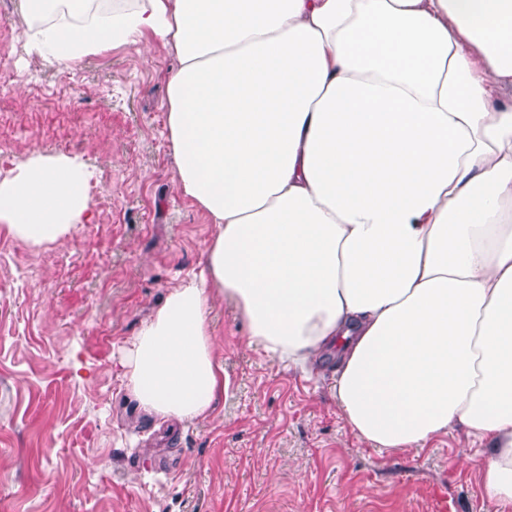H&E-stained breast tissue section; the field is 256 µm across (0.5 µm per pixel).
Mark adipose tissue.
<instances>
[{
	"mask_svg": "<svg viewBox=\"0 0 512 512\" xmlns=\"http://www.w3.org/2000/svg\"><path fill=\"white\" fill-rule=\"evenodd\" d=\"M31 52L72 63L151 36L180 192L216 231L119 362L158 420L224 392L207 310L303 377L333 359L353 435L389 452L455 430L512 505V0H20ZM82 163L33 153L0 222L85 223Z\"/></svg>",
	"mask_w": 512,
	"mask_h": 512,
	"instance_id": "1",
	"label": "adipose tissue"
}]
</instances>
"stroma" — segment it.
Wrapping results in <instances>:
<instances>
[{
  "label": "stroma",
  "instance_id": "stroma-1",
  "mask_svg": "<svg viewBox=\"0 0 512 512\" xmlns=\"http://www.w3.org/2000/svg\"><path fill=\"white\" fill-rule=\"evenodd\" d=\"M0 0V176L32 152L92 171L86 224L28 244L0 223V512H512L486 500L463 433L388 453L359 443L328 381L245 342L231 303L208 314L227 383L194 423L136 409L113 368L214 227L177 185L166 48L126 45L56 66Z\"/></svg>",
  "mask_w": 512,
  "mask_h": 512
}]
</instances>
